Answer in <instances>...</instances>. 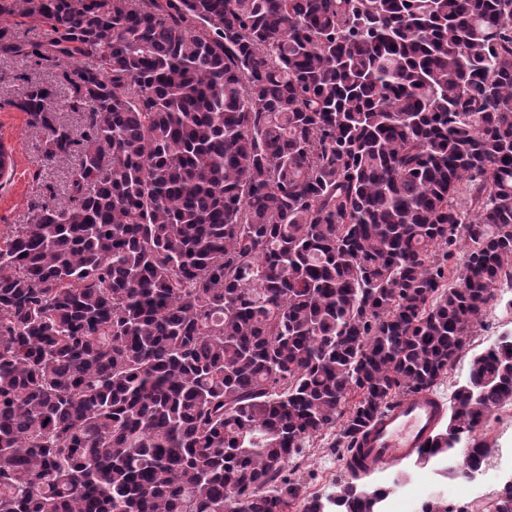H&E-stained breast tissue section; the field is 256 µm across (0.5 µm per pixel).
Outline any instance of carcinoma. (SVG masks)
<instances>
[{
	"label": "carcinoma",
	"instance_id": "obj_1",
	"mask_svg": "<svg viewBox=\"0 0 512 512\" xmlns=\"http://www.w3.org/2000/svg\"><path fill=\"white\" fill-rule=\"evenodd\" d=\"M70 205L0 236V512H384L286 468L431 391L512 280V0H15ZM461 267L450 260L459 245ZM512 402V333L418 460Z\"/></svg>",
	"mask_w": 512,
	"mask_h": 512
}]
</instances>
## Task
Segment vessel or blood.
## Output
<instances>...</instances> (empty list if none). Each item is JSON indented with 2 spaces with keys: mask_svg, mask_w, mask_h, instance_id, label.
<instances>
[{
  "mask_svg": "<svg viewBox=\"0 0 512 512\" xmlns=\"http://www.w3.org/2000/svg\"><path fill=\"white\" fill-rule=\"evenodd\" d=\"M445 405L434 393L418 391L403 397L371 427L356 455L347 457L345 469L352 479H362L419 454L443 417Z\"/></svg>",
  "mask_w": 512,
  "mask_h": 512,
  "instance_id": "b4317fda",
  "label": "vessel or blood"
}]
</instances>
